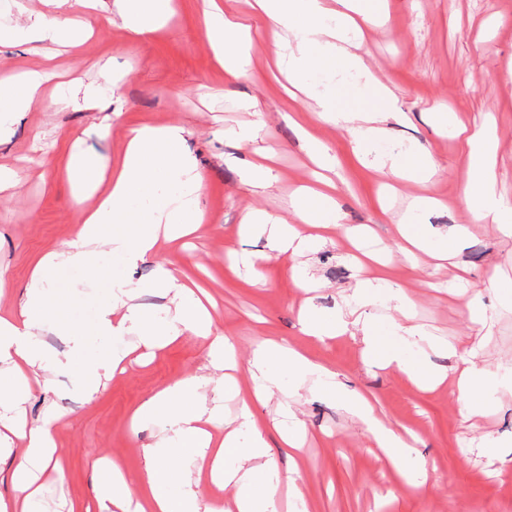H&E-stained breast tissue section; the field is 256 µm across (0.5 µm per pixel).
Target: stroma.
Instances as JSON below:
<instances>
[{"label":"stroma","mask_w":512,"mask_h":512,"mask_svg":"<svg viewBox=\"0 0 512 512\" xmlns=\"http://www.w3.org/2000/svg\"><path fill=\"white\" fill-rule=\"evenodd\" d=\"M175 2L176 15L149 41L138 42L121 24L103 21L77 51L57 57L66 79L85 83L95 80L96 64L110 63L117 80L111 111L40 105L0 138V164L15 167L21 178L17 188L0 193V273L9 282L0 304H18L35 260L62 248L81 220L73 185L51 168L73 137H82L101 156L114 157L128 128L184 125L186 146L204 178L208 221L186 246L162 245L135 269L134 280H151L161 264L203 277L218 303L217 328L234 341L240 363H247L261 341L287 342L335 372L346 389L368 395L385 425L416 433L417 450L428 463L425 485L415 486L410 474L389 463L341 398L307 388L293 398L294 382L286 376L280 390L254 407L268 426L266 439L280 477L298 471L299 494L280 490L279 512H512V462L496 460L495 448L482 445L486 437L497 445L512 444V389L498 388L489 409L470 416L456 401L453 384L425 392L399 370L373 364L361 340L341 336L320 344L309 339L298 324L306 295L295 284L293 260L269 257L260 269L261 284H253L243 260L266 253L267 242L239 233L249 211L294 221L289 197L310 184L316 170L299 135L307 130L331 149L343 212L340 224L326 231V243L307 257L325 283L314 298L318 310L330 316L342 309L344 295L359 279L345 252L347 229H361L390 253L387 279L412 300L417 322L458 347L452 356L426 350L418 359L448 370L461 365L465 339L473 333L467 304L477 297L491 314L482 361L492 371L512 361V236L469 223L465 148L436 118L440 112H463L470 122L495 132V190L512 201V0H383L380 23L365 28L355 49L395 94L401 111L386 120L385 137L375 149L429 150L438 175L425 190L364 165L354 151L352 131L293 110L269 73L274 46L267 19L252 17L249 72L231 83L212 59L203 0ZM257 120L265 128L254 142L241 145L231 138L232 129ZM105 125L111 128L106 136L100 133ZM264 154L272 181L254 192L244 185L243 174ZM424 191L441 205L416 212L414 223L438 238L453 225L470 226L451 265L441 270L437 289L429 287L425 269H412L397 251L395 222L411 197ZM495 267L504 279L493 287L487 277ZM62 280L77 285L68 315L88 332L86 356L107 346L129 349L132 337L110 340L91 333L106 282L90 281L79 266L66 270ZM206 364L203 341L184 335L148 361L128 364L94 399L85 398L68 372L34 388L22 407L26 420H46L59 410L67 414L53 432L62 471L42 478L48 512H97L95 461L104 456L130 473L141 470L143 447L166 427L153 422L131 432L132 412L162 387L204 372ZM286 401L306 428L303 447L291 453L270 427L278 404Z\"/></svg>","instance_id":"stroma-1"}]
</instances>
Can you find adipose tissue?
<instances>
[{
  "label": "adipose tissue",
  "mask_w": 512,
  "mask_h": 512,
  "mask_svg": "<svg viewBox=\"0 0 512 512\" xmlns=\"http://www.w3.org/2000/svg\"><path fill=\"white\" fill-rule=\"evenodd\" d=\"M44 10L31 11L24 0H0V45L37 40L59 46H79L85 34L109 12H116L123 26L139 41L149 40L173 15V0H43ZM259 15L268 19L273 34V65L302 83L306 96L315 103L320 123L351 130L361 159L389 168L401 177L424 184L437 173L428 152L415 150L377 154L373 145L384 134L382 123L397 100L385 85L376 95L383 108L345 111L336 104V77L354 73L363 81L372 75L363 60L351 53L363 28L377 24L375 0H253ZM206 39L224 77L237 81L248 73V57L239 44L246 25L220 0H206L203 13ZM49 74L44 69L15 73L13 65L0 57V135L9 133L14 118L30 110ZM115 79L108 66H101L96 83L84 92L69 84L57 85L50 100L55 109H107L112 104ZM452 133L464 137V163L468 191L477 204L475 220L512 235V203L498 197L490 185L491 136L483 130L469 131L467 118L455 114ZM186 130L178 124H141L125 136L122 152L106 161L82 139H73L65 160L55 173L75 185L73 200L82 209V221L66 249L42 255L32 267L31 285L17 308L0 313V456L19 452L12 472L15 494L0 498V512H43L40 471L58 461L59 454L50 421L28 425L15 419L33 387L47 382L49 375L74 372L87 398L99 392L102 376L115 372L124 360L106 349L93 360H83L84 331L68 317L70 289L60 287L63 271L70 266L86 269L89 276L105 275L99 265L101 252H110L125 271L153 256L161 244L178 242L198 230L207 218L202 206L204 179L194 158L185 149ZM338 187L328 177L305 189L292 202L295 223L271 214L252 211L245 216L240 233L245 237L266 236L276 255H303L321 241L323 230L338 224ZM467 233L464 226L449 229L446 237L433 239L419 226L400 223V252L409 261L419 254L444 262L454 256L455 244ZM378 277L358 279L345 299V309L336 317L322 318L313 304L299 313L302 332L318 342L338 336L360 337L373 363L405 372L422 390L440 385L445 374L428 369L412 357L415 349L431 345L427 333L413 321L412 305L401 298L400 321L387 332H379L363 315L373 304ZM161 291L173 306L160 318L138 302L147 290ZM199 283L178 277L166 266H158L151 284L132 282L126 276L110 279L109 294L97 310L96 335L121 339L135 337L146 349H160L179 336L190 334L207 343L208 375L179 379L142 402L132 414L131 428L155 420L163 421L166 435L146 446V463L138 475L113 463H101V512H274L276 483L257 481L259 472H271L273 463L265 438L266 425L259 423L253 405L265 402L280 383V372H288L296 385L311 384L328 395H342L346 410L362 420L378 448L394 467L413 462L424 469L426 461L414 445L374 415L368 398L344 394L333 374L304 352L273 341L259 343L248 360L247 372L254 383L250 398L242 400L233 430L215 437L220 426L219 403L237 392L236 379L228 370L234 365V347L214 325V314L206 307ZM69 337L65 358L50 356L40 338L46 334ZM512 376L499 373L488 382L476 352H469L457 380V398L469 410L489 405L490 385H508ZM248 433V444H240L239 433ZM188 457L196 467L207 468L220 496L207 497L187 487L182 470L171 467V456ZM235 466H226L227 457Z\"/></svg>",
  "instance_id": "adipose-tissue-1"
}]
</instances>
